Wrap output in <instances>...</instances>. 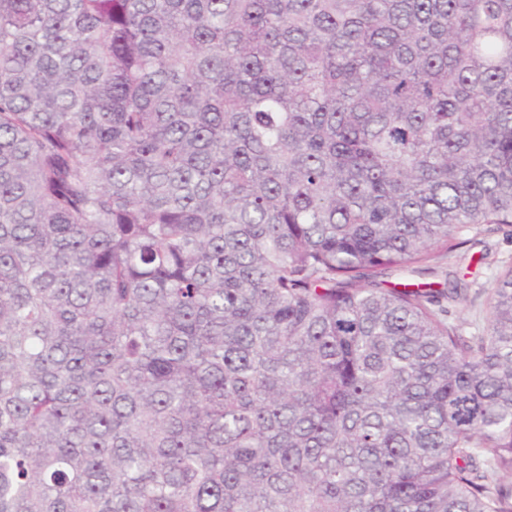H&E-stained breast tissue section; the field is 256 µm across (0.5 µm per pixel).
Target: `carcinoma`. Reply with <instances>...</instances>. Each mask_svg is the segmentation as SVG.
Here are the masks:
<instances>
[{"label":"carcinoma","instance_id":"carcinoma-1","mask_svg":"<svg viewBox=\"0 0 512 512\" xmlns=\"http://www.w3.org/2000/svg\"><path fill=\"white\" fill-rule=\"evenodd\" d=\"M512 0H0V512H512ZM460 241L463 243L456 251L438 256L428 264L434 273L395 272L386 279L393 283L407 280L443 283L446 273L455 270L468 273L460 298L455 302L443 300L442 304L448 310L447 320L470 336L481 332L487 324L486 302L491 285L504 269L512 267V226H480L464 233ZM483 253L488 258L480 264L478 260Z\"/></svg>","mask_w":512,"mask_h":512}]
</instances>
